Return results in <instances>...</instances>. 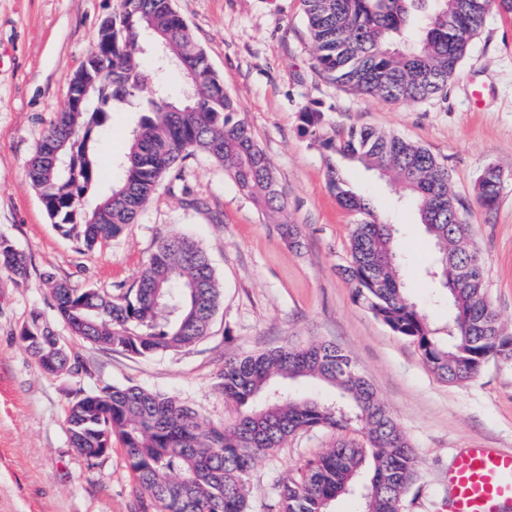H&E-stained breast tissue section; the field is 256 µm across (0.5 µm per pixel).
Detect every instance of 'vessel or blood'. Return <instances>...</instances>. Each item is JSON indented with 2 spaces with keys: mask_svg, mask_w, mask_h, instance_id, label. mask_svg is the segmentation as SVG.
I'll list each match as a JSON object with an SVG mask.
<instances>
[{
  "mask_svg": "<svg viewBox=\"0 0 512 512\" xmlns=\"http://www.w3.org/2000/svg\"><path fill=\"white\" fill-rule=\"evenodd\" d=\"M450 512H507L512 507V451L467 448L448 471Z\"/></svg>",
  "mask_w": 512,
  "mask_h": 512,
  "instance_id": "obj_1",
  "label": "vessel or blood"
}]
</instances>
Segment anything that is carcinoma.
<instances>
[{"label": "carcinoma", "instance_id": "1", "mask_svg": "<svg viewBox=\"0 0 512 512\" xmlns=\"http://www.w3.org/2000/svg\"><path fill=\"white\" fill-rule=\"evenodd\" d=\"M492 1L512 14V0H432L428 11L422 10L425 0L303 4L315 65L328 80L354 94L409 102L446 96ZM151 43L164 49L197 93L192 108L157 101L160 88L144 65ZM99 56L112 67V85L98 94L93 112L62 110L27 162L46 212L65 235L86 247L118 235L137 221L162 180L195 154L224 167L261 210L283 211L271 163L172 0H123L122 12L97 30L86 59ZM117 106L138 114L118 160L120 177L84 214L78 201L99 176L95 128ZM302 121L325 150L366 164L410 196L438 247L430 275L451 302L448 333L438 335L408 298L399 259L372 264L376 251L395 252L397 228L375 215L330 161V190L341 206L362 216L343 268L356 299L411 340L444 382H470L491 358L512 361V336L491 306L484 260L458 210L448 169L428 149L396 135L352 128L327 136L320 110H305ZM55 157L65 166L52 165ZM502 186L496 170L486 171L478 183L482 206L495 207ZM0 266L27 276L25 257L4 239ZM42 279L73 335L137 357L177 354L195 345L208 335L222 305L207 252L180 232L157 244L135 288L122 295L81 292L49 272ZM30 325L43 335L26 341L41 370L54 375L72 369L68 355L58 356L64 348L59 337L36 315ZM308 379L327 384L334 394L314 399L290 391L288 383ZM219 388L234 411L222 425L160 392L113 386L72 401L67 431L78 448L110 449L118 438L152 512H249V474L257 458L300 432L351 430L361 439L324 450L279 485L278 512H331L342 495L358 497L361 512H401L419 459L353 359L335 344L288 342L240 356L224 364Z\"/></svg>", "mask_w": 512, "mask_h": 512}]
</instances>
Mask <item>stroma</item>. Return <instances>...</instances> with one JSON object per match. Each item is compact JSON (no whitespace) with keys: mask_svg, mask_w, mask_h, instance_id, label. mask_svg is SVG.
I'll list each match as a JSON object with an SVG mask.
<instances>
[{"mask_svg":"<svg viewBox=\"0 0 512 512\" xmlns=\"http://www.w3.org/2000/svg\"><path fill=\"white\" fill-rule=\"evenodd\" d=\"M233 97L277 175L284 202L271 219L209 158L166 176L137 223L85 249L48 216L27 162L63 108L70 80L102 18L122 0H0V238L25 256L26 279L0 268V512H139V494L120 441L89 462L70 443V401L109 386H141L175 397L214 424L231 410L218 388L226 359L286 342L325 340L347 351L397 419L421 460L402 512H448V468L464 448L512 449V364L489 359L464 385L440 381L414 343L355 298L339 273L358 215L343 209L325 177L327 153L303 130L321 110L324 131L370 128L418 142L448 167L463 216L485 260L489 296L512 332V15L491 11L471 41L445 99L391 104L329 82L314 66L302 0H174ZM134 113L112 112L96 135L98 182L79 200L91 212L118 175ZM345 179L397 225L395 245L409 297L445 331L448 305L425 274L434 248L414 206L397 187L355 161ZM500 171L498 204L484 208L477 185ZM297 225L293 248L279 224ZM179 231L208 252L223 305L206 338L177 354L149 358L72 336L42 275L79 291L133 288L157 242ZM67 343L79 368L44 374L19 338L32 315ZM341 432L297 434L260 457L249 512H276L280 482L342 440Z\"/></svg>","mask_w":512,"mask_h":512,"instance_id":"obj_1","label":"stroma"}]
</instances>
